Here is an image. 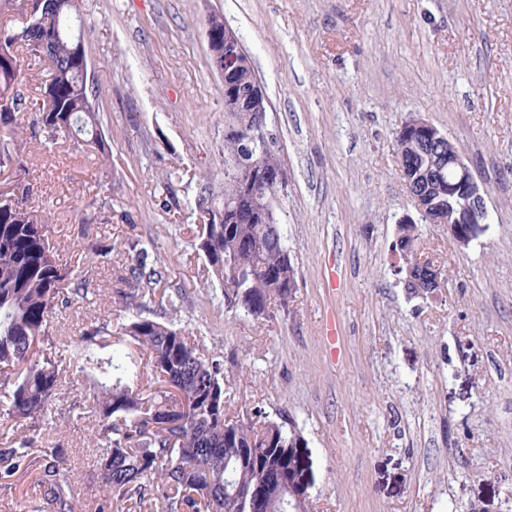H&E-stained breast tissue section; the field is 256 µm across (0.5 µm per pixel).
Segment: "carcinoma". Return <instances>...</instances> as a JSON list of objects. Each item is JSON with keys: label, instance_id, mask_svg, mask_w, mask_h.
I'll list each match as a JSON object with an SVG mask.
<instances>
[{"label": "carcinoma", "instance_id": "1", "mask_svg": "<svg viewBox=\"0 0 512 512\" xmlns=\"http://www.w3.org/2000/svg\"><path fill=\"white\" fill-rule=\"evenodd\" d=\"M32 0H0L7 24L0 27V171L24 167L17 138L24 129L26 104L21 86L40 64L48 79L39 86L41 103L32 125L45 138L64 137L76 147L107 159L98 112L81 82L75 32L67 17L79 12V0H45L37 14ZM238 95L254 90L253 71L242 67L231 75ZM257 116L224 113V223L202 224L194 243L207 274L224 288L228 312L253 313L288 307L296 288V269L277 217L262 218L266 200L276 188L251 183L244 163ZM411 186L419 190L428 213L448 209V141L433 135L413 136L397 148ZM15 204L0 202V419L16 429L0 437V481L27 468L40 452L45 464L40 483L48 500L73 510L71 467L63 448H41L40 438L57 405L65 401L62 379L68 369L89 375L93 383L102 452L97 460L104 502L148 500L161 512H244L246 495L260 492L259 512H307L309 497L294 500L288 489L262 485L266 470H310L299 431L284 420L257 409L243 417L229 411L224 370L216 357L170 321L149 317L157 290L168 287L166 270L137 239L124 245L123 275L115 290L120 299L140 297L136 310L121 324L123 335L139 348L133 353L105 352L111 323H103L67 345L63 364L48 324L56 310L85 296L87 277L61 264L50 240L47 221L35 223L29 205L34 186L15 180ZM420 245L415 224L398 225L395 251L404 265L416 264ZM447 285L422 276L406 284L409 292L429 295ZM148 373L157 383L144 395L137 382Z\"/></svg>", "mask_w": 512, "mask_h": 512}]
</instances>
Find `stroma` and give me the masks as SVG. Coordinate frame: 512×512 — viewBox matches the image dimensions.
I'll use <instances>...</instances> for the list:
<instances>
[{
	"instance_id": "obj_1",
	"label": "stroma",
	"mask_w": 512,
	"mask_h": 512,
	"mask_svg": "<svg viewBox=\"0 0 512 512\" xmlns=\"http://www.w3.org/2000/svg\"><path fill=\"white\" fill-rule=\"evenodd\" d=\"M108 161L20 138L50 237L91 266L87 298L52 321L62 343L107 319L119 269L91 244L135 237L168 271L164 314L224 367L237 409L286 416L314 475L311 512H512V0H79ZM251 55L288 185L275 211L297 269L287 310L224 309L192 246L201 185L224 194V86L204 17ZM421 117L461 147L488 211L457 248L420 241L448 276L409 295L392 251L414 215L396 133ZM43 433L66 449L75 512L101 501L90 383ZM0 512H60L36 471L0 484Z\"/></svg>"
}]
</instances>
